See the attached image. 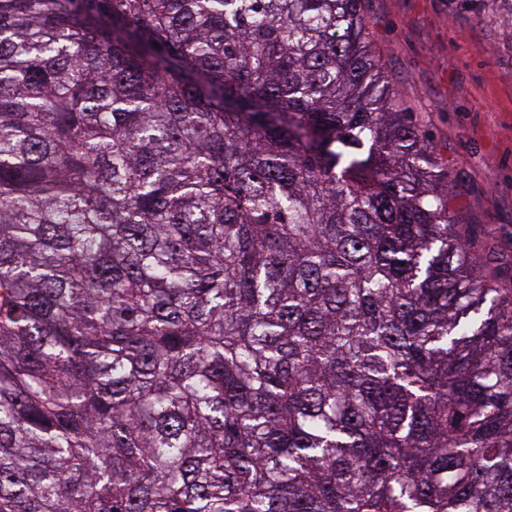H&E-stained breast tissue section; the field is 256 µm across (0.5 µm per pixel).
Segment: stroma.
I'll return each instance as SVG.
<instances>
[{"instance_id":"obj_1","label":"stroma","mask_w":512,"mask_h":512,"mask_svg":"<svg viewBox=\"0 0 512 512\" xmlns=\"http://www.w3.org/2000/svg\"><path fill=\"white\" fill-rule=\"evenodd\" d=\"M373 50L433 135L461 223L512 262V0H363Z\"/></svg>"}]
</instances>
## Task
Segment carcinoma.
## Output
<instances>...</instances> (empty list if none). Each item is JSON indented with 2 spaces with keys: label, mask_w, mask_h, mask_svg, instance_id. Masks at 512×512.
Masks as SVG:
<instances>
[{
  "label": "carcinoma",
  "mask_w": 512,
  "mask_h": 512,
  "mask_svg": "<svg viewBox=\"0 0 512 512\" xmlns=\"http://www.w3.org/2000/svg\"><path fill=\"white\" fill-rule=\"evenodd\" d=\"M362 0H0V512H512V277Z\"/></svg>",
  "instance_id": "obj_1"
}]
</instances>
